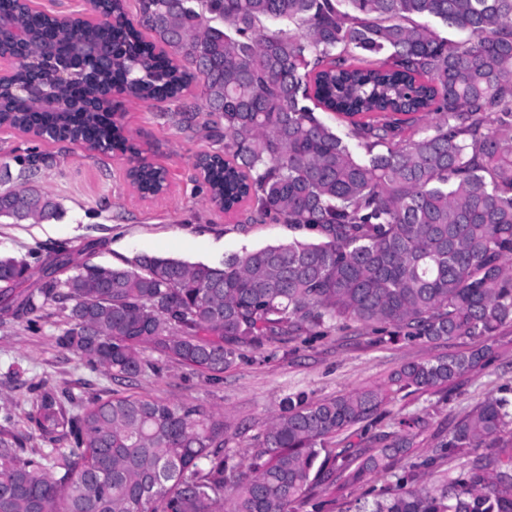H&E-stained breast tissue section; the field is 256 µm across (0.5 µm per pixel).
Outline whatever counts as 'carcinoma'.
I'll list each match as a JSON object with an SVG mask.
<instances>
[{
  "instance_id": "carcinoma-1",
  "label": "carcinoma",
  "mask_w": 512,
  "mask_h": 512,
  "mask_svg": "<svg viewBox=\"0 0 512 512\" xmlns=\"http://www.w3.org/2000/svg\"><path fill=\"white\" fill-rule=\"evenodd\" d=\"M109 0L84 37L112 44V69L57 86L66 113L0 106L17 127L62 128L74 142L132 152L90 109L100 85L204 113L224 153H203L209 202L249 203L255 219L304 228L218 264L140 254L105 266L58 245L0 257V317L33 326L67 312L59 349L121 378L144 351L213 379L248 350L369 329L408 342L469 339L466 351L401 365L350 394L288 399L245 469L224 458V415L188 402L115 393L73 402L36 389L30 429L68 451L25 448L0 428V512H295L330 489L369 487L346 512H512V423L489 397L445 437L422 417L375 448H336L395 395L439 393L495 358L512 327V0H136L146 41ZM0 9L41 40L69 37L57 18ZM422 18L464 35L440 36ZM195 82L203 105L188 106ZM350 120L363 152L327 125ZM429 117L418 137L405 126ZM42 188L0 189V217L56 216ZM487 448L448 476V458Z\"/></svg>"
}]
</instances>
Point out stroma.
<instances>
[{
  "label": "stroma",
  "instance_id": "1",
  "mask_svg": "<svg viewBox=\"0 0 512 512\" xmlns=\"http://www.w3.org/2000/svg\"><path fill=\"white\" fill-rule=\"evenodd\" d=\"M124 133L143 156L169 172L168 191L141 198L127 178L129 163L118 153L107 155L70 142L36 141L18 130L0 127V165L9 164L12 186H20L15 158L37 148L49 165L38 178L61 206L59 218L39 224H15L0 218V256L26 257L62 244L71 251L95 244L94 262L120 266L139 254L177 258L189 263L220 262L224 256L301 237V230L271 221H250L249 206L226 213L209 204L194 168L198 154L212 150L213 139L201 127L182 128L165 102L136 99L123 105ZM66 327V315L46 307L36 328L23 323L0 325V408L15 430L26 431L33 409L34 384L43 382L76 396L108 397L112 392L184 401L223 413L230 425L226 452L231 464L247 463L257 437L282 402L298 396L316 401L350 393L385 379L408 361L465 351L467 339L437 343L406 342L364 331L336 332L317 340L297 337L285 345L247 352L245 359L220 379L167 361L158 352L144 354L145 371L134 378H110L91 369L78 355L55 344ZM512 389V345L484 370L468 375L445 394L399 393L376 419L354 427L347 439L355 448H373L379 436L395 431L402 419L424 417L429 433L447 431L454 422L491 396Z\"/></svg>",
  "mask_w": 512,
  "mask_h": 512
}]
</instances>
